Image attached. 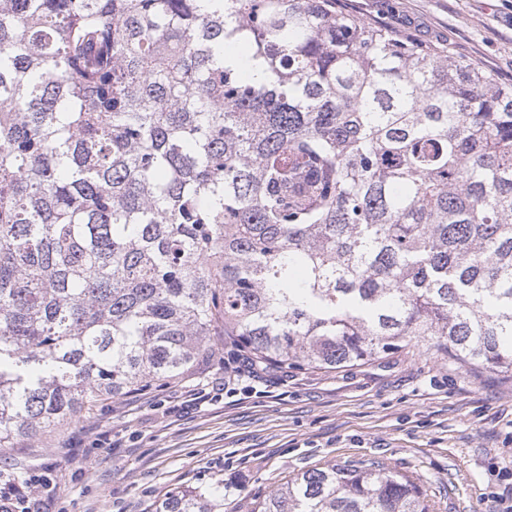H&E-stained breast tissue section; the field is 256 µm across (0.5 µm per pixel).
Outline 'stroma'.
<instances>
[{"mask_svg":"<svg viewBox=\"0 0 512 512\" xmlns=\"http://www.w3.org/2000/svg\"><path fill=\"white\" fill-rule=\"evenodd\" d=\"M342 5L512 84V0ZM510 447L512 380L502 375L419 353L284 372L231 359L216 336L183 378L0 448V469L56 481L49 512H148L169 492L217 485L224 512H250L301 471L379 460L418 478L430 512H502Z\"/></svg>","mask_w":512,"mask_h":512,"instance_id":"obj_1","label":"stroma"}]
</instances>
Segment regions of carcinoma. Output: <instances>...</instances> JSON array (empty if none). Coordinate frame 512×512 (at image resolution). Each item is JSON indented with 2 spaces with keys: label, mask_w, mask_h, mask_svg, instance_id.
Listing matches in <instances>:
<instances>
[{
  "label": "carcinoma",
  "mask_w": 512,
  "mask_h": 512,
  "mask_svg": "<svg viewBox=\"0 0 512 512\" xmlns=\"http://www.w3.org/2000/svg\"><path fill=\"white\" fill-rule=\"evenodd\" d=\"M337 2L0 0L1 448L212 336L285 370L416 349L512 379V87ZM250 512L428 506L372 462Z\"/></svg>",
  "instance_id": "cac0c4a2"
}]
</instances>
